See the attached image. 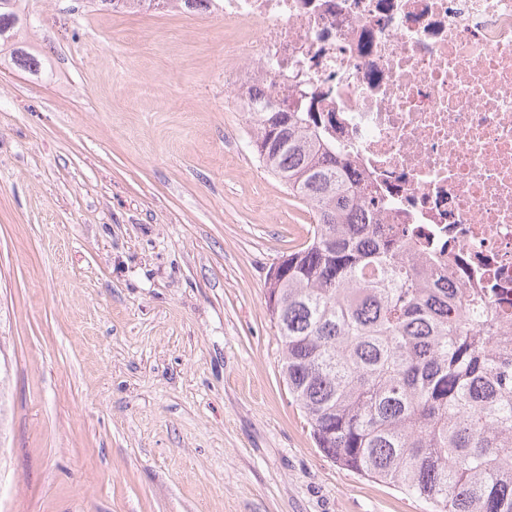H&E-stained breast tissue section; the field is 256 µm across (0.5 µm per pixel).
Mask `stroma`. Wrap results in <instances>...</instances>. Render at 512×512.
<instances>
[{"mask_svg":"<svg viewBox=\"0 0 512 512\" xmlns=\"http://www.w3.org/2000/svg\"><path fill=\"white\" fill-rule=\"evenodd\" d=\"M221 18L28 0L0 53V512H430L317 448L267 274L310 209L259 162Z\"/></svg>","mask_w":512,"mask_h":512,"instance_id":"stroma-1","label":"stroma"}]
</instances>
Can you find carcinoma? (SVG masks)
Wrapping results in <instances>:
<instances>
[{
  "label": "carcinoma",
  "instance_id": "obj_1",
  "mask_svg": "<svg viewBox=\"0 0 512 512\" xmlns=\"http://www.w3.org/2000/svg\"><path fill=\"white\" fill-rule=\"evenodd\" d=\"M22 0H0V41ZM263 166L311 209L310 236L268 278L281 374L339 465L433 512H512V323L439 262L326 138L315 112L248 113Z\"/></svg>",
  "mask_w": 512,
  "mask_h": 512
}]
</instances>
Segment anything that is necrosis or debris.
I'll use <instances>...</instances> for the list:
<instances>
[{
	"label": "necrosis or debris",
	"mask_w": 512,
	"mask_h": 512,
	"mask_svg": "<svg viewBox=\"0 0 512 512\" xmlns=\"http://www.w3.org/2000/svg\"><path fill=\"white\" fill-rule=\"evenodd\" d=\"M251 93L323 113L453 287L512 316V0H223Z\"/></svg>",
	"instance_id": "obj_1"
}]
</instances>
